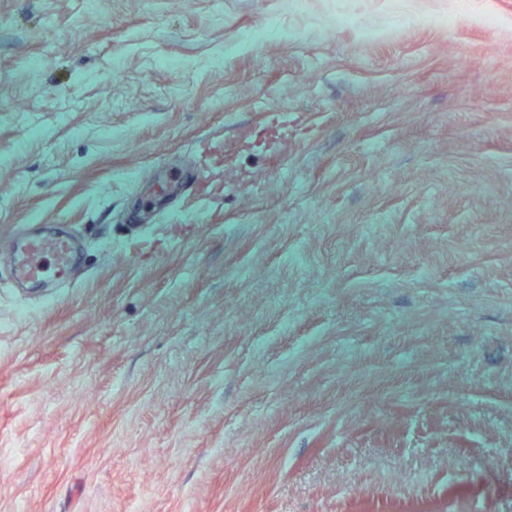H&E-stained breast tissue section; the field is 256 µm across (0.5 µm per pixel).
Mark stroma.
I'll list each match as a JSON object with an SVG mask.
<instances>
[{
	"label": "stroma",
	"instance_id": "stroma-1",
	"mask_svg": "<svg viewBox=\"0 0 512 512\" xmlns=\"http://www.w3.org/2000/svg\"><path fill=\"white\" fill-rule=\"evenodd\" d=\"M17 224L0 512H512V0H0ZM33 225L38 224H24L16 228L2 241V248L13 251L11 272L14 283L44 282L49 276L71 283L76 276L75 244L67 237L35 236L29 232Z\"/></svg>",
	"mask_w": 512,
	"mask_h": 512
}]
</instances>
